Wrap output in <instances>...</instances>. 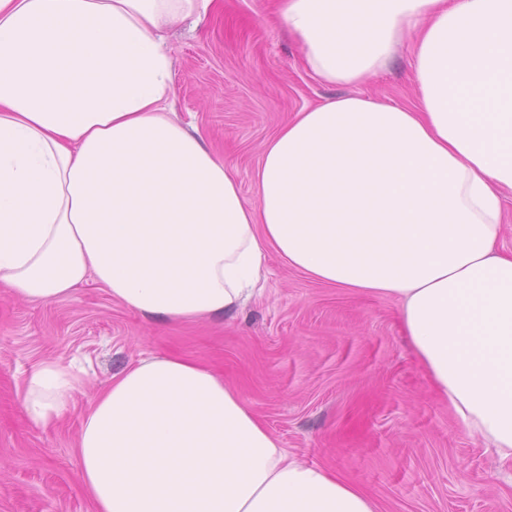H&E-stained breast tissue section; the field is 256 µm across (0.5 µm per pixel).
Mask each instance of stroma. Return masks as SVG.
I'll return each mask as SVG.
<instances>
[{"mask_svg":"<svg viewBox=\"0 0 512 512\" xmlns=\"http://www.w3.org/2000/svg\"><path fill=\"white\" fill-rule=\"evenodd\" d=\"M169 35L176 111L234 163L247 205L262 144L302 108L362 95L416 101L411 49L358 86H328L303 65L274 0H221ZM400 302L311 280L269 255L261 291L219 318L161 326L89 283L55 303L0 288V512H93L73 445L82 409L112 374L149 355L211 366L298 460L360 487L381 512H512V467L465 433L433 393L398 323ZM83 385L57 424L28 418L34 371Z\"/></svg>","mask_w":512,"mask_h":512,"instance_id":"stroma-1","label":"stroma"}]
</instances>
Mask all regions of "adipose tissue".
Segmentation results:
<instances>
[{
  "instance_id": "obj_1",
  "label": "adipose tissue",
  "mask_w": 512,
  "mask_h": 512,
  "mask_svg": "<svg viewBox=\"0 0 512 512\" xmlns=\"http://www.w3.org/2000/svg\"><path fill=\"white\" fill-rule=\"evenodd\" d=\"M217 0H0V287L53 302L96 282L167 323L247 304L269 252L336 288L400 300L430 384L512 463V0H277L327 85L386 71L411 41L418 99L296 112L236 169L173 112L168 30ZM30 421L78 386L36 372ZM94 512H380L291 457L205 365L151 355L113 374L74 446Z\"/></svg>"
}]
</instances>
